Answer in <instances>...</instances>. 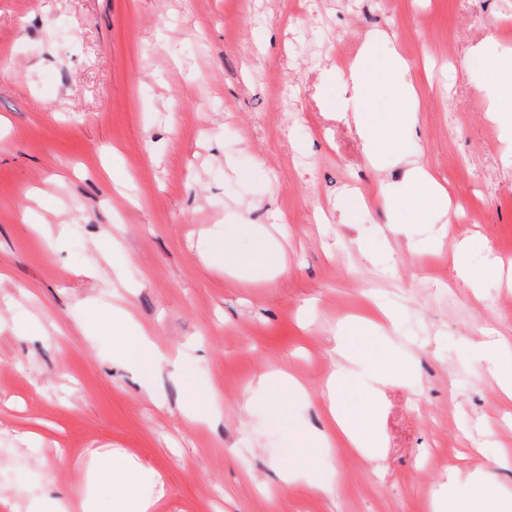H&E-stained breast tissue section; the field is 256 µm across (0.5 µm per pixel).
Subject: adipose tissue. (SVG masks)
<instances>
[{"label": "adipose tissue", "instance_id": "obj_1", "mask_svg": "<svg viewBox=\"0 0 512 512\" xmlns=\"http://www.w3.org/2000/svg\"><path fill=\"white\" fill-rule=\"evenodd\" d=\"M472 57L486 63V79L496 90L493 110L512 135V60L493 58L486 47L474 51ZM408 68L398 51L380 56L379 41L374 38L362 49L347 81L324 85V96L331 108L339 112L354 109L358 131L371 157H379L384 149L398 148L402 135L417 125V93L414 86L403 79ZM379 73L398 80L394 103L388 107L365 95L367 84ZM390 204L400 216L410 212H443L448 208V194L432 174L409 161L405 164L398 192L390 196ZM119 336L123 359L133 361L143 375L151 376L159 371L164 356L143 334L129 330L123 322L119 325ZM336 353L338 366L327 383L329 431H310L293 412L288 415V429L308 456L335 447L367 454L380 452L383 448L378 429L380 400L353 406L347 396L354 389L357 367L367 368L382 385L390 382L394 368L385 362L378 349H359L352 335L337 336ZM432 509L433 512H512V498L499 496L491 483L484 480L472 492L462 493L451 486L433 493Z\"/></svg>", "mask_w": 512, "mask_h": 512}]
</instances>
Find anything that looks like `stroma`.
<instances>
[{
  "mask_svg": "<svg viewBox=\"0 0 512 512\" xmlns=\"http://www.w3.org/2000/svg\"><path fill=\"white\" fill-rule=\"evenodd\" d=\"M373 35L418 92L404 152L450 198L411 224L379 200L397 156L372 160L352 112L320 99ZM488 41L512 58V0H0V512H24L47 471L111 505L103 455L160 474L139 487L150 512H431L475 470L511 497L512 399L468 350L512 340V138L469 61ZM352 191L369 202L346 226ZM273 213L285 273L239 282L202 261L251 256ZM462 242L471 267L498 262L480 291L457 274ZM380 309L381 327L354 326ZM123 313L160 373L117 360ZM348 329L412 362L383 389L386 451H323L329 492L284 487L309 460L257 380L288 369L291 407L324 428ZM196 386L219 417L187 416Z\"/></svg>",
  "mask_w": 512,
  "mask_h": 512,
  "instance_id": "1",
  "label": "stroma"
}]
</instances>
